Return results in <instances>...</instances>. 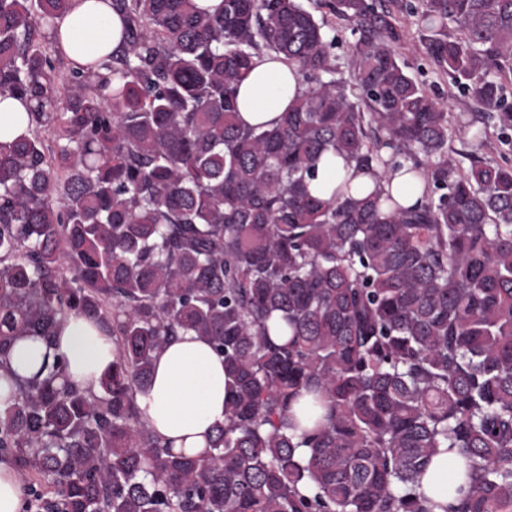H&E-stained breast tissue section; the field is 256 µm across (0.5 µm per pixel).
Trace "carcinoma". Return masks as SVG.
Instances as JSON below:
<instances>
[{
	"label": "carcinoma",
	"mask_w": 512,
	"mask_h": 512,
	"mask_svg": "<svg viewBox=\"0 0 512 512\" xmlns=\"http://www.w3.org/2000/svg\"><path fill=\"white\" fill-rule=\"evenodd\" d=\"M112 6L123 51L63 75L71 0H0V95L34 124L0 141V363L72 312L115 346L97 393L59 355L0 389V456L30 501L434 512L420 481L454 448L468 487L444 512H512V159L449 157L458 134L512 145V0H332L347 78L342 39L300 0ZM398 11L438 74L490 108L481 121L452 127L400 63ZM259 52L303 85L271 127L237 114ZM326 154L421 176L424 201L347 183L315 197ZM180 331L224 358L225 419L201 456L173 453L135 401Z\"/></svg>",
	"instance_id": "carcinoma-1"
}]
</instances>
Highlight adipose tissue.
Instances as JSON below:
<instances>
[{
	"instance_id": "adipose-tissue-1",
	"label": "adipose tissue",
	"mask_w": 512,
	"mask_h": 512,
	"mask_svg": "<svg viewBox=\"0 0 512 512\" xmlns=\"http://www.w3.org/2000/svg\"><path fill=\"white\" fill-rule=\"evenodd\" d=\"M60 47L70 61L84 65L112 52L121 41L122 17L112 0H73L70 11L57 19ZM300 91L294 67L282 58L264 53L254 57L248 77L238 89L240 118L250 125H272ZM401 175L376 177L355 163L337 158L322 160L312 194L328 197L333 185L349 183L353 195L383 188L398 190ZM65 354L69 380L84 390H98L112 369L113 345L99 325L82 314L63 319L52 345L41 340L18 339L0 379L11 374L31 377L46 349ZM226 375L224 362L210 345L187 332L168 343L156 359L150 387L138 394L137 404L152 430L168 441L174 452L196 456L206 448L212 428L224 420ZM466 461L455 452L433 459L421 479L423 492L446 505L455 501L465 482Z\"/></svg>"
}]
</instances>
